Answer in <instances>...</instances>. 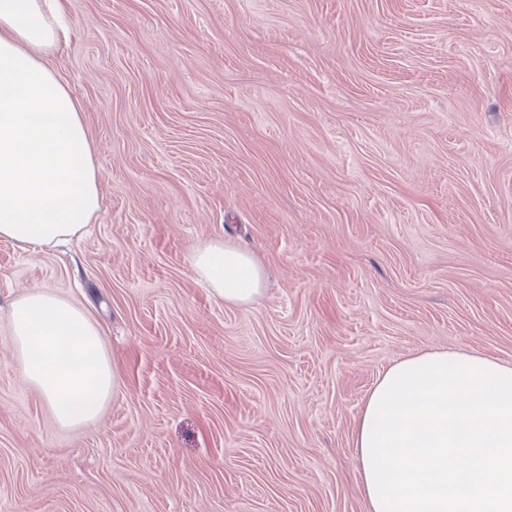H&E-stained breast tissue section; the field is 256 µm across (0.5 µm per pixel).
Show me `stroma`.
<instances>
[{
    "instance_id": "35a3bbf8",
    "label": "stroma",
    "mask_w": 512,
    "mask_h": 512,
    "mask_svg": "<svg viewBox=\"0 0 512 512\" xmlns=\"http://www.w3.org/2000/svg\"><path fill=\"white\" fill-rule=\"evenodd\" d=\"M50 67L101 206L58 247L0 239V512H367L355 427L432 349L512 364V0H69ZM246 244L262 294L199 283ZM48 289L117 386L60 427L8 320ZM189 261L196 279L224 304H249L263 290L265 267L245 245L204 241ZM435 354H440V355L457 354V355H464L463 357L467 356L469 359H472V358L484 359L485 361L489 362L488 366L493 365V364L496 366L499 365V366H502L500 368L504 367V370L508 369V370L512 371V365L503 364L498 360L489 358L484 355L473 354V353H468V352L459 351V350L440 349V350L422 352L420 354L412 355V356L406 357L404 359L398 360L397 362H395L394 364L389 366L384 372H382L380 375H378L372 388L370 389V391L368 392V394L364 400L362 410H361L359 419L357 421L356 430H355V448H356V452H357V454H356L357 468H358L360 481H361V489H362V493L365 498V501L367 503L368 512H376L375 508L377 509L376 506H375V508L373 507V505L376 504V500H374V504H372L373 502H371V499H373L372 498L373 494H371V498L369 495V489H368L369 484L367 485L368 479H366V474H365V470H364L365 469L364 462H363L364 444H363V449H362V434H363L364 421H365V417H366V413H367L368 417H367L366 424L368 425V420H369L368 413L369 412H367V410H368L369 405H370V409L372 408V405L370 404L371 398L373 397L374 392L378 389V386H379V393H381V387H380L381 384L380 383H382V385H383V383H385V381H383V380L386 375L389 376L388 373L391 370V368H395L396 366H399L403 362L409 363L410 360L413 361V360L418 359V361H421V359H419V358H421V357L423 358L424 356L426 358L427 355H435ZM405 363L402 365H405ZM409 365H413V363H409ZM395 369H397V368H395ZM388 376H386V377H388ZM371 403L373 404L372 401H371Z\"/></svg>"
}]
</instances>
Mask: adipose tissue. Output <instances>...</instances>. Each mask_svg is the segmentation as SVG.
Wrapping results in <instances>:
<instances>
[{
    "instance_id": "obj_1",
    "label": "adipose tissue",
    "mask_w": 512,
    "mask_h": 512,
    "mask_svg": "<svg viewBox=\"0 0 512 512\" xmlns=\"http://www.w3.org/2000/svg\"><path fill=\"white\" fill-rule=\"evenodd\" d=\"M66 34V0H0V239L21 246L77 236L99 208L83 107L46 63ZM189 261L225 304L263 290L265 268L245 245L208 240ZM9 320L23 377L56 422H95L117 383L96 325L46 289L13 302Z\"/></svg>"
}]
</instances>
